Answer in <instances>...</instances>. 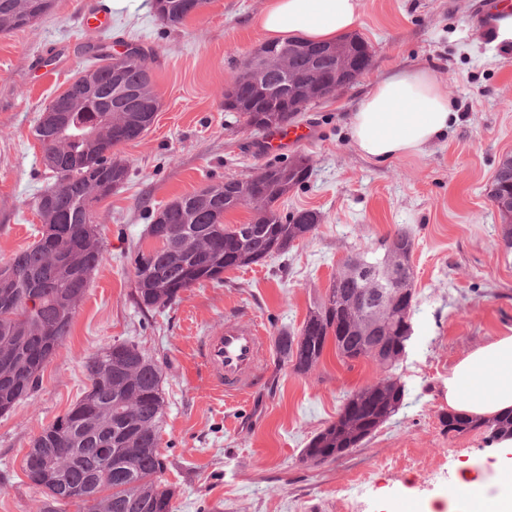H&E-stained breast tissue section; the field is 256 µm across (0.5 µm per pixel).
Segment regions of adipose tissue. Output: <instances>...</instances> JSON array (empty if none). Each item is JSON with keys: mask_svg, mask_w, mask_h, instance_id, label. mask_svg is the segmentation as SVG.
Returning a JSON list of instances; mask_svg holds the SVG:
<instances>
[{"mask_svg": "<svg viewBox=\"0 0 512 512\" xmlns=\"http://www.w3.org/2000/svg\"><path fill=\"white\" fill-rule=\"evenodd\" d=\"M360 0H268L260 26L268 42L300 39L332 44L356 30ZM460 115L427 67L393 71L371 83L350 118L355 147L382 163L423 154ZM448 406L481 419L512 410V335L475 349L449 372ZM486 465L496 488L465 470L454 478L453 496L424 501L417 512H512V438L499 441Z\"/></svg>", "mask_w": 512, "mask_h": 512, "instance_id": "adipose-tissue-1", "label": "adipose tissue"}]
</instances>
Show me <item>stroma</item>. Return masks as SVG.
Here are the masks:
<instances>
[{"label":"stroma","instance_id":"35a3bbf8","mask_svg":"<svg viewBox=\"0 0 512 512\" xmlns=\"http://www.w3.org/2000/svg\"><path fill=\"white\" fill-rule=\"evenodd\" d=\"M82 0H55L49 14L0 34V265L38 239L35 199L50 183L31 136L44 107L94 65L101 49H144L160 100L153 124L113 149L127 181L94 207L107 260L92 275L71 334L44 368L31 397L0 415V512H42L46 494L24 470L35 437L82 396L83 363L113 342L131 340L159 363L165 416L163 479L175 512H415L448 492L456 472L483 466L486 435L456 437L447 413L449 370L477 347L512 334V253L490 190L512 156V53H492L477 30L492 0H360L359 35L371 67L351 86L308 105L297 123L316 136L290 149L307 158L304 186L276 204L307 209L320 222L287 253L229 269L182 292L169 307L136 303L127 260L149 246L147 216L175 198L229 179H249L269 158L262 137L225 111L224 87L263 44L266 0H207L179 28L166 27L151 0H120L107 26L86 33ZM429 66L460 119L425 154L378 164L354 147L348 121L369 84L391 68ZM413 238V337L395 374L407 390L399 412L369 441L336 461L303 460L310 440L335 421L345 399L381 377L371 360L345 364L327 344L317 366L297 372L271 357L263 384L225 400L205 377L190 376L201 336L232 314L268 338L301 326L339 264L398 230Z\"/></svg>","mask_w":512,"mask_h":512}]
</instances>
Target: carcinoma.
I'll return each instance as SVG.
<instances>
[{"label": "carcinoma", "mask_w": 512, "mask_h": 512, "mask_svg": "<svg viewBox=\"0 0 512 512\" xmlns=\"http://www.w3.org/2000/svg\"><path fill=\"white\" fill-rule=\"evenodd\" d=\"M193 0H153L155 15L166 26L177 28L194 13ZM54 0H0V34L22 28L48 14ZM272 51H295L289 63L297 83H304L315 45L288 40L270 45ZM348 51L354 63L367 69L372 63L368 43L353 38ZM126 81L139 91L143 101L159 102L154 91L146 54L129 63ZM236 105L248 101L252 90L240 79L224 90ZM71 108L60 124L38 122L32 135L42 148V163L55 174L35 201L44 225L63 235L59 247L66 261L54 265V251L47 238L17 252L0 269L9 284L0 287V345H12L31 353L38 371H43L56 350L69 336L73 315L85 297L93 272L105 259L103 239L90 201L112 193L105 184H124L128 169L108 154L121 144L140 138L150 127L145 112H105L98 102L82 109L70 100H55ZM245 124L258 132H269L294 122L296 113L282 102L270 99L258 109L244 108ZM502 175L491 197L512 196V172L501 162ZM304 164L292 169L278 166V174L254 187L263 202L253 206L255 215L247 224L249 235L224 226V214L243 206L242 196L233 194L226 182L208 185L180 197L151 216L148 236L159 242L152 249H137L127 256L133 268L137 304L147 310L164 308L196 284L222 281L224 270L258 264L288 251L297 239L313 232L320 214L297 210L280 216L274 205L292 189L308 180ZM371 256L360 254L336 272L324 298L313 303L303 326L281 331L275 349L281 359L295 361L294 369L310 372L319 362L329 338H334L341 361L367 358L389 373L406 354L412 336L415 295L395 310L392 320L381 322L387 350L382 357L362 346L357 317L339 308V300L379 288ZM120 371L104 378L107 362ZM91 392L58 416L34 440L41 456L72 457L60 471L55 486L47 489L44 512H66L75 505L81 512H174L171 491L161 485L165 464L160 452L164 417L162 374L157 361L139 345L115 342L83 364ZM40 378L30 379L13 359L0 358V403L14 408L38 388ZM406 389L392 381L358 395L345 405L336 420L318 433L305 449L304 458L316 464L331 462L345 448H356L395 416L404 404ZM444 430L462 434L481 430L494 440L512 437V412L480 419L454 411L441 416ZM112 471V480L99 484L96 474Z\"/></svg>", "instance_id": "carcinoma-1"}]
</instances>
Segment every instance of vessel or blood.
Instances as JSON below:
<instances>
[{"mask_svg": "<svg viewBox=\"0 0 512 512\" xmlns=\"http://www.w3.org/2000/svg\"><path fill=\"white\" fill-rule=\"evenodd\" d=\"M111 11L106 0H85L80 19L87 30L106 24ZM311 127L292 125L274 131L263 142L267 153L279 152L311 140ZM199 358L205 377L225 396L256 390L263 382L268 359V338L257 325L245 326L229 317L221 329L200 341Z\"/></svg>", "mask_w": 512, "mask_h": 512, "instance_id": "b4317fda", "label": "vessel or blood"}]
</instances>
